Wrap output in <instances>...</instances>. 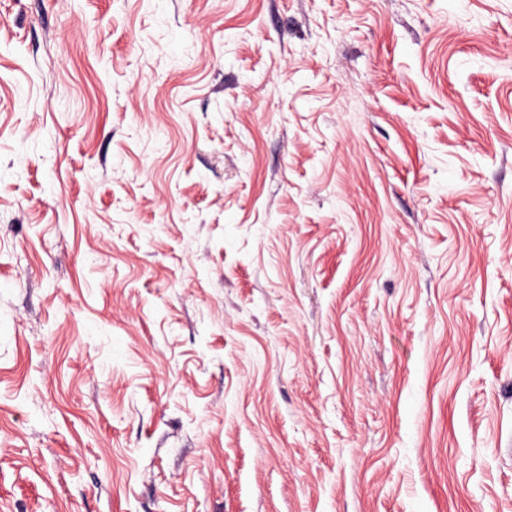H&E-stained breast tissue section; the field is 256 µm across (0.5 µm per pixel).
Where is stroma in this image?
<instances>
[{
  "label": "stroma",
  "mask_w": 512,
  "mask_h": 512,
  "mask_svg": "<svg viewBox=\"0 0 512 512\" xmlns=\"http://www.w3.org/2000/svg\"><path fill=\"white\" fill-rule=\"evenodd\" d=\"M0 512H512V0H0Z\"/></svg>",
  "instance_id": "35a3bbf8"
}]
</instances>
